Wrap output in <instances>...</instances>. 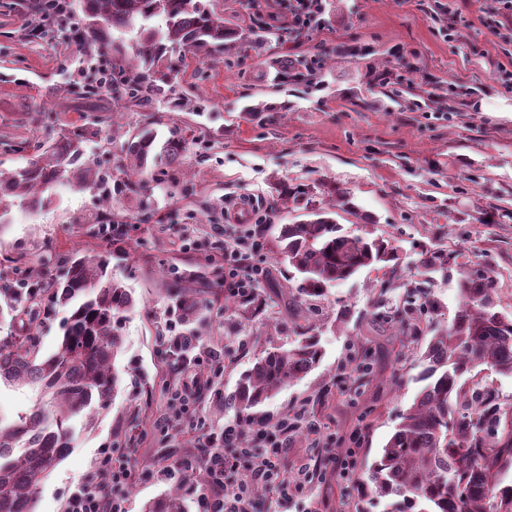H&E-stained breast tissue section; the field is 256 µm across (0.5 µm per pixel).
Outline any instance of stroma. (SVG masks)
<instances>
[{
	"label": "stroma",
	"instance_id": "35a3bbf8",
	"mask_svg": "<svg viewBox=\"0 0 512 512\" xmlns=\"http://www.w3.org/2000/svg\"><path fill=\"white\" fill-rule=\"evenodd\" d=\"M324 25L308 36L289 35L270 18L267 44L240 54L232 65L186 57L183 87L206 105L202 115L158 105L156 112H101L112 122L90 137L87 154L120 146L147 122L159 139L177 122L212 135L206 153H188L173 176L178 187L129 193L120 203L117 235H103L86 216L99 203L88 190L62 189L44 209L13 206L0 226V288L32 283L73 253H103L115 277L136 299L124 324L115 367L123 378L111 406L91 428L77 431L64 460L43 483L36 512H65L69 494L89 479L102 449L127 463L133 481L121 495L123 512H144L168 493L176 475L164 467L203 458L207 433L235 420L218 410L242 373L266 348L291 346L303 333L317 336L320 363L267 401L270 421L303 416L290 435L282 466L311 478L291 492L288 512H386L357 479L379 455L421 385L415 376L428 339L400 335L373 316L369 302L404 290L382 271L365 269L330 287L310 319L294 317L292 270L275 257L283 224L301 211L275 208L274 184L325 185L349 192L354 210L335 219L350 234L388 239L406 279H419L421 246L460 254L491 269L497 311L512 318V39L496 37L495 0H326ZM455 24L454 39L442 30ZM85 55L68 33L31 34L18 0H0V171L24 164L5 142L45 139L80 121L63 61ZM263 100L287 103L275 121L246 114ZM241 199L267 210L265 223H235L228 210ZM372 223H363L361 213ZM262 243L250 257L266 274L255 289L264 299L253 323L224 310V247L246 236ZM197 273L209 286L191 322L181 319L168 290ZM456 268L435 274L437 306L428 316L441 329L456 316ZM198 339L195 362L173 354L172 339ZM353 459L349 477L340 463Z\"/></svg>",
	"mask_w": 512,
	"mask_h": 512
}]
</instances>
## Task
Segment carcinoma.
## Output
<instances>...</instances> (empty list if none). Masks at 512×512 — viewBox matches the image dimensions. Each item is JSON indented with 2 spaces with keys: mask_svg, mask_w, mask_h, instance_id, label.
Returning a JSON list of instances; mask_svg holds the SVG:
<instances>
[{
  "mask_svg": "<svg viewBox=\"0 0 512 512\" xmlns=\"http://www.w3.org/2000/svg\"><path fill=\"white\" fill-rule=\"evenodd\" d=\"M50 9L78 41L96 49L91 68L107 69L103 80L89 85L59 86L58 91L85 100L110 95L116 102L151 109L172 102L187 112L205 107L183 89L177 58L187 54L201 62L237 49L267 43L255 27L249 32L224 25L203 0H64L60 4L32 0L25 15L34 26ZM137 31L120 63L112 62V31ZM84 122L62 127L45 140L16 142L11 150L31 152L26 164L0 171V223L15 204L35 212L50 202L54 188L69 186L94 192L102 210L89 224H114L112 211L128 189L165 182L197 143L185 127H175L158 147L152 128L144 126L120 145L128 177L112 172L86 155L84 143L99 130L103 117L85 113ZM278 201L304 210L312 219L281 225L276 254L299 279L293 297L304 303L325 295L360 270L379 263L389 278H400L398 257L383 238L347 234L331 217L336 205L351 206L345 191L330 190L332 202L317 200L304 185L278 184ZM458 255L440 248L420 252L424 270L446 271ZM103 254L68 258L48 288H1L0 321L25 317V335L0 338V384L33 386L39 393L30 412L0 423V512H35L39 489L64 458L76 425H89L119 391L114 361L123 348L124 315L136 300L133 289L108 270ZM495 281L481 266L462 270L460 309L453 322L433 331L421 357L416 381L422 384L413 405L403 412L395 432L368 469L362 485L377 497L396 496L390 512H512V398L483 383L482 373L512 375V319L495 311ZM185 318L201 307L199 292L189 286L173 289ZM68 308L57 350L39 355L35 330L41 322V301ZM262 299L253 295L244 308L224 301V310L247 320L259 317ZM376 314L398 323L404 334L422 333L426 316L435 310L426 288L406 292L403 304L385 307L383 296L371 304ZM319 341L309 336L291 347L265 350L244 372L237 389L218 404L233 408L245 424H255V409L280 390L300 380L321 361ZM186 476L144 512H185L180 494Z\"/></svg>",
  "mask_w": 512,
  "mask_h": 512,
  "instance_id": "obj_1",
  "label": "carcinoma"
}]
</instances>
